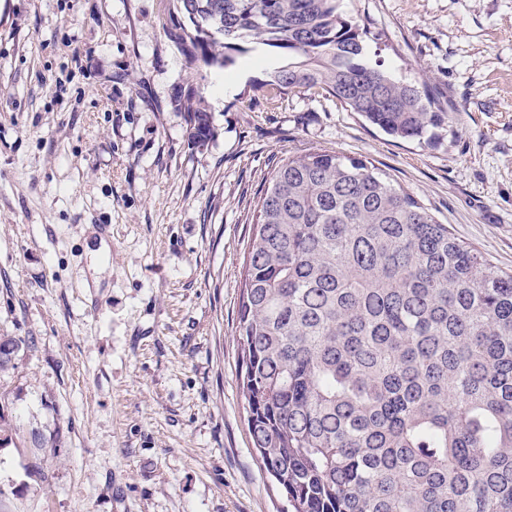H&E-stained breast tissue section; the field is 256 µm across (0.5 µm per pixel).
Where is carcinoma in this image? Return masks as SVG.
I'll return each instance as SVG.
<instances>
[{
    "instance_id": "1",
    "label": "carcinoma",
    "mask_w": 512,
    "mask_h": 512,
    "mask_svg": "<svg viewBox=\"0 0 512 512\" xmlns=\"http://www.w3.org/2000/svg\"><path fill=\"white\" fill-rule=\"evenodd\" d=\"M172 36L229 69L254 40L287 62L258 82L320 88L400 139H440L424 85L365 59L339 0H176ZM191 136L210 116L187 96ZM240 383L280 512H512V275L368 160L288 156L261 197L237 311Z\"/></svg>"
}]
</instances>
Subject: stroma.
<instances>
[{"instance_id": "obj_1", "label": "stroma", "mask_w": 512, "mask_h": 512, "mask_svg": "<svg viewBox=\"0 0 512 512\" xmlns=\"http://www.w3.org/2000/svg\"><path fill=\"white\" fill-rule=\"evenodd\" d=\"M339 5L369 62L447 106L440 140L258 87L259 45L228 77L191 61L173 0H0V512H278L237 309L279 159H366L512 273V0ZM195 94L187 96V112H190L191 136L195 141H202L211 134L210 116L196 103Z\"/></svg>"}]
</instances>
